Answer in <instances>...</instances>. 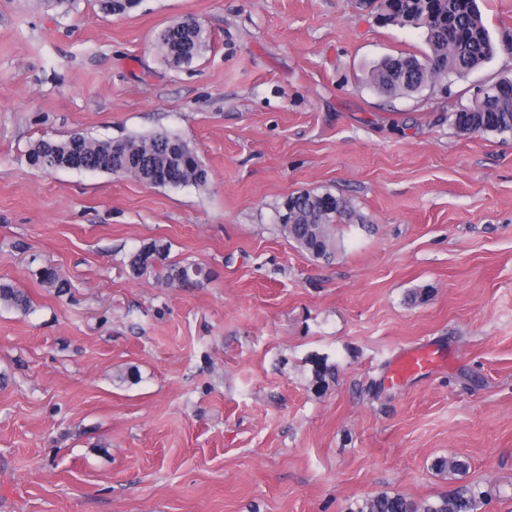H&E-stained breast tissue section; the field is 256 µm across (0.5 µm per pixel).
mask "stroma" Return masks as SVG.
I'll return each mask as SVG.
<instances>
[{
	"instance_id": "1",
	"label": "stroma",
	"mask_w": 512,
	"mask_h": 512,
	"mask_svg": "<svg viewBox=\"0 0 512 512\" xmlns=\"http://www.w3.org/2000/svg\"><path fill=\"white\" fill-rule=\"evenodd\" d=\"M376 0H0V512H347L475 484L512 512V137L449 112L512 78V53L389 98L386 56L422 55ZM211 32L179 68L157 33ZM187 140L207 188L30 166L40 137ZM348 197L331 262L280 234L288 195ZM161 240L211 279H135ZM72 285L56 296L43 264ZM445 360L401 384L398 352ZM336 379L319 389L313 362ZM126 381H119V374ZM442 457L467 465L456 476ZM0 306L20 312L31 308L28 294L11 282H0Z\"/></svg>"
}]
</instances>
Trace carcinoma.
I'll return each instance as SVG.
<instances>
[{"instance_id":"obj_1","label":"carcinoma","mask_w":512,"mask_h":512,"mask_svg":"<svg viewBox=\"0 0 512 512\" xmlns=\"http://www.w3.org/2000/svg\"><path fill=\"white\" fill-rule=\"evenodd\" d=\"M106 16H120L137 7L139 0H97ZM420 29L427 51L416 56L387 57L372 66L369 82L380 94L398 97L417 93L427 86L467 74L494 57L498 50L512 52V42L497 45L483 22L476 0H393L385 19ZM210 44L202 24L192 28L169 24L157 35L156 48L172 67L189 65L199 59ZM448 125L461 135L493 134L512 137V79L485 84L473 94L470 103L448 113ZM32 167L46 173L79 160L85 166L113 171L118 178L133 179L155 186L168 179H182L187 185L205 188L209 173L196 152L180 136L157 132L150 136H124L116 139L72 134L64 140L40 138L28 149ZM279 232L298 249L316 260L335 258L340 224H367L353 202L329 191H306L288 196L276 209ZM168 246L160 241L142 245L126 262L135 279L152 277L168 288L190 284L191 263L171 262ZM38 276L58 295L68 294L71 285L57 267L46 264ZM0 306L20 312L31 308L28 294L11 282H0ZM336 365L325 359L315 362L313 383L326 385L335 378ZM434 468L441 474H457L467 464L455 458H440ZM483 492L461 486L454 493L419 501L400 494L378 493L350 504L348 512H478Z\"/></svg>"}]
</instances>
